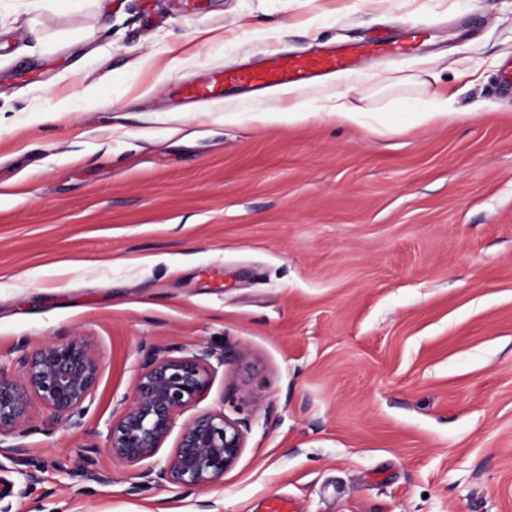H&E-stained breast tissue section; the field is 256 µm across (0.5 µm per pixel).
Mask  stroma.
Returning a JSON list of instances; mask_svg holds the SVG:
<instances>
[{"label":"stroma","mask_w":512,"mask_h":512,"mask_svg":"<svg viewBox=\"0 0 512 512\" xmlns=\"http://www.w3.org/2000/svg\"><path fill=\"white\" fill-rule=\"evenodd\" d=\"M413 29L302 88L359 124L172 93ZM510 63L512 0H0V366L72 336L101 364L80 428L31 413L42 512H512ZM145 346L239 351L195 406L245 432L218 486L82 476ZM261 112L263 113L255 116V119L266 123L280 121L283 118V115L277 112H288V122L308 119L310 117L319 116V114L323 113L327 117L336 119V122L339 123L359 124L361 123L363 111L349 107L342 101V98L339 97L336 99V103L327 108L325 112H311L307 107L306 101L300 94L295 92L292 102L288 105V110Z\"/></svg>","instance_id":"35a3bbf8"}]
</instances>
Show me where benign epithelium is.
Segmentation results:
<instances>
[{
	"label": "benign epithelium",
	"mask_w": 512,
	"mask_h": 512,
	"mask_svg": "<svg viewBox=\"0 0 512 512\" xmlns=\"http://www.w3.org/2000/svg\"><path fill=\"white\" fill-rule=\"evenodd\" d=\"M20 375L0 367V459L18 466L24 447L12 440L26 434L31 404L48 413L46 432L78 426L91 400L100 373V361L81 338L52 340L35 350L18 346ZM208 354L183 353L181 347L142 351L139 372L131 395L123 399L121 412L107 425L105 444L82 450L84 473L97 475L98 455L135 467L158 453L173 431L177 417L192 407L208 390ZM244 448L242 424L209 411L185 420L165 463L142 476L156 475L183 489L205 490L224 479Z\"/></svg>",
	"instance_id": "7a95c632"
}]
</instances>
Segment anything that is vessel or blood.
I'll list each match as a JSON object with an SVG mask.
<instances>
[{"instance_id": "b4317fda", "label": "vessel or blood", "mask_w": 512, "mask_h": 512, "mask_svg": "<svg viewBox=\"0 0 512 512\" xmlns=\"http://www.w3.org/2000/svg\"><path fill=\"white\" fill-rule=\"evenodd\" d=\"M400 47L396 40L378 39L356 47H327L312 55H281L267 70H245L233 73L211 71L192 84H179L177 95L187 99L216 101L224 96L225 87L267 88L306 80L336 72L360 63L376 62L394 56Z\"/></svg>"}]
</instances>
